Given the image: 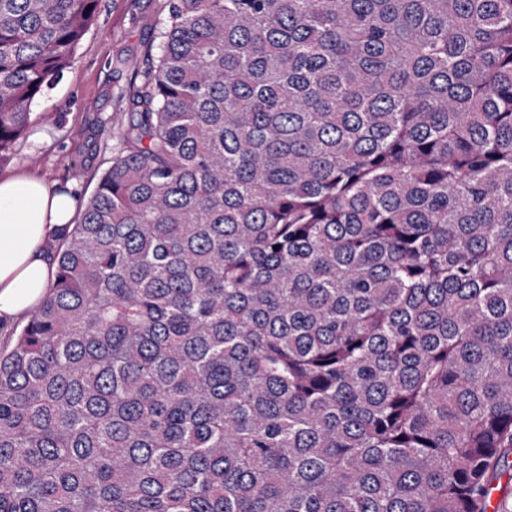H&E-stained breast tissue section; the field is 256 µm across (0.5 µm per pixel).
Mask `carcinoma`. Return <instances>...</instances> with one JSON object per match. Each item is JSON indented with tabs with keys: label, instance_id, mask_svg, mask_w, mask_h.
<instances>
[{
	"label": "carcinoma",
	"instance_id": "obj_1",
	"mask_svg": "<svg viewBox=\"0 0 512 512\" xmlns=\"http://www.w3.org/2000/svg\"><path fill=\"white\" fill-rule=\"evenodd\" d=\"M97 0H0V160ZM0 348V512H490L512 0H165Z\"/></svg>",
	"mask_w": 512,
	"mask_h": 512
}]
</instances>
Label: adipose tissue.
<instances>
[{"mask_svg":"<svg viewBox=\"0 0 512 512\" xmlns=\"http://www.w3.org/2000/svg\"><path fill=\"white\" fill-rule=\"evenodd\" d=\"M76 199L33 174L0 177V319L30 314L56 267L49 242L67 237Z\"/></svg>","mask_w":512,"mask_h":512,"instance_id":"1","label":"adipose tissue"}]
</instances>
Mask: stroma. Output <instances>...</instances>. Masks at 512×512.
<instances>
[{
	"label": "stroma",
	"mask_w": 512,
	"mask_h": 512,
	"mask_svg": "<svg viewBox=\"0 0 512 512\" xmlns=\"http://www.w3.org/2000/svg\"><path fill=\"white\" fill-rule=\"evenodd\" d=\"M163 17L162 0H98L94 26L62 80L33 102L32 122L0 160V175L43 177L86 204L112 162V129ZM116 56L128 61L120 74L112 70Z\"/></svg>",
	"instance_id": "obj_1"
}]
</instances>
